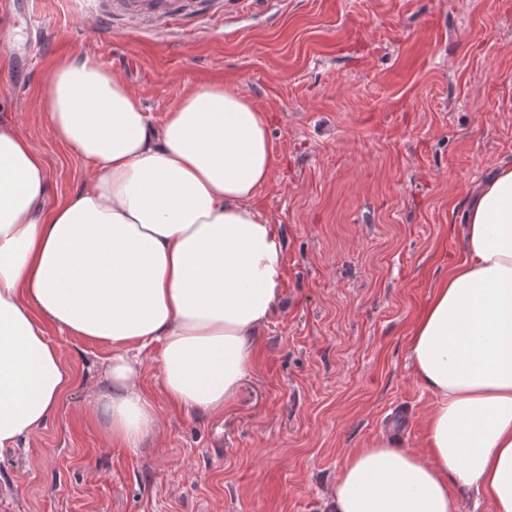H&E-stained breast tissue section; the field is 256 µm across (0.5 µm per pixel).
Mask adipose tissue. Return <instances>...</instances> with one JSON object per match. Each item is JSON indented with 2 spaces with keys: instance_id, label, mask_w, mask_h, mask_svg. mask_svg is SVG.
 <instances>
[{
  "instance_id": "adipose-tissue-1",
  "label": "adipose tissue",
  "mask_w": 512,
  "mask_h": 512,
  "mask_svg": "<svg viewBox=\"0 0 512 512\" xmlns=\"http://www.w3.org/2000/svg\"><path fill=\"white\" fill-rule=\"evenodd\" d=\"M56 138L91 165L49 204L48 172L0 121V448L42 428L71 381L44 326L111 345L89 411L108 441L140 447L164 399L224 406L284 279L276 225L255 209L274 149L262 112L221 85L184 95L161 127L91 56L52 73ZM467 257L435 288L409 340L433 395L424 450L384 433L347 458L328 512H461L457 485L512 512V164L471 201Z\"/></svg>"
}]
</instances>
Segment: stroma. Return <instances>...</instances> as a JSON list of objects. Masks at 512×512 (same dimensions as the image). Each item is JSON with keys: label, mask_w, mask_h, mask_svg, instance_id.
<instances>
[{"label": "stroma", "mask_w": 512, "mask_h": 512, "mask_svg": "<svg viewBox=\"0 0 512 512\" xmlns=\"http://www.w3.org/2000/svg\"><path fill=\"white\" fill-rule=\"evenodd\" d=\"M93 56L161 126L221 84L266 116L254 206L283 244L282 294L224 409L167 404L132 450L87 419L112 355L46 325L72 374L51 418L0 450V512H325L348 453L382 432L425 443L432 395L408 359L436 284L466 256L477 185L512 162V0H212L191 21L120 20L89 0H0V119L40 151L49 203L89 177L41 105L56 65Z\"/></svg>", "instance_id": "obj_1"}]
</instances>
